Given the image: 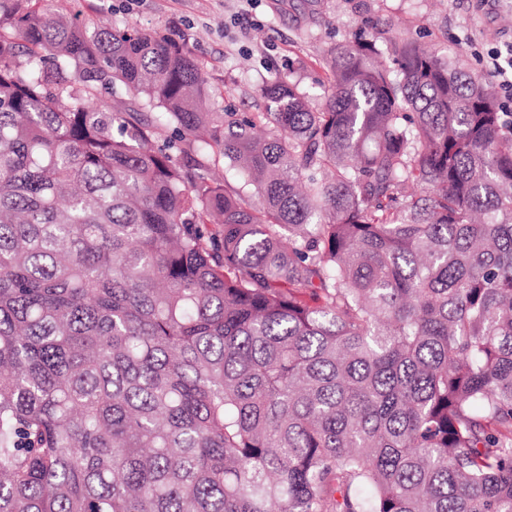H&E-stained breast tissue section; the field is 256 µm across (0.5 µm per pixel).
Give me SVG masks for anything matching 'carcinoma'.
<instances>
[{
    "label": "carcinoma",
    "mask_w": 512,
    "mask_h": 512,
    "mask_svg": "<svg viewBox=\"0 0 512 512\" xmlns=\"http://www.w3.org/2000/svg\"><path fill=\"white\" fill-rule=\"evenodd\" d=\"M43 3L0 0V512H512L485 80L360 37L209 112L183 42Z\"/></svg>",
    "instance_id": "1"
}]
</instances>
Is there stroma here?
<instances>
[{
	"label": "stroma",
	"mask_w": 512,
	"mask_h": 512,
	"mask_svg": "<svg viewBox=\"0 0 512 512\" xmlns=\"http://www.w3.org/2000/svg\"><path fill=\"white\" fill-rule=\"evenodd\" d=\"M84 25L183 36L208 86L211 112L264 109L263 83L291 72L316 95L330 47L366 30L401 35L471 71L477 48L512 43V0H59Z\"/></svg>",
	"instance_id": "35a3bbf8"
}]
</instances>
